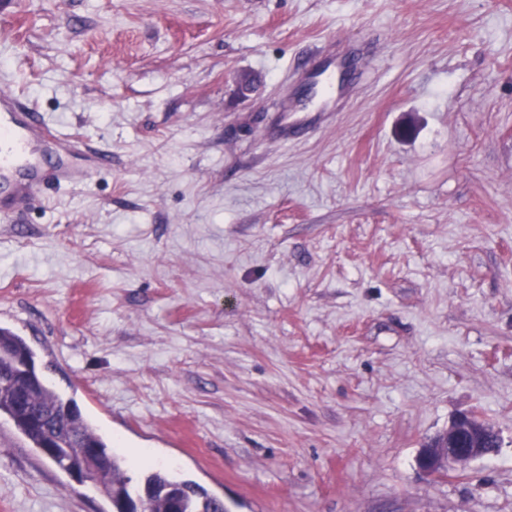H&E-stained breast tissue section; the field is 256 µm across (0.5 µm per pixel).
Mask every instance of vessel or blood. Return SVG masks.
<instances>
[{"mask_svg":"<svg viewBox=\"0 0 512 512\" xmlns=\"http://www.w3.org/2000/svg\"><path fill=\"white\" fill-rule=\"evenodd\" d=\"M335 64V55L326 51L322 54L321 69L301 74L300 81L310 90L316 105L311 113L302 116L296 108L284 109L277 125L282 140L296 138L304 128L314 125L329 112L336 93ZM46 153L56 159L54 168L49 171L41 164V157ZM72 154L73 146L69 141L52 136L47 126L28 121L14 97L0 94V184L7 186L8 198L26 203L35 188L50 177L71 183L88 180L92 167H74Z\"/></svg>","mask_w":512,"mask_h":512,"instance_id":"obj_1","label":"vessel or blood"}]
</instances>
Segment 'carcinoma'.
<instances>
[{"instance_id": "carcinoma-1", "label": "carcinoma", "mask_w": 512, "mask_h": 512, "mask_svg": "<svg viewBox=\"0 0 512 512\" xmlns=\"http://www.w3.org/2000/svg\"><path fill=\"white\" fill-rule=\"evenodd\" d=\"M15 358L32 360L34 352L22 337L0 327V365H8ZM28 386L33 396V407L51 409L59 415L52 423L50 435L62 442L55 462L60 469L68 470L79 459V446L93 442L104 453L112 456V467L102 476L93 479L94 484L101 488L108 498L111 499L116 494L130 495L145 487L157 490L175 487L184 492L182 512H228L224 502L201 485L189 480H178L165 471L149 467L139 480H133L124 468L125 460L112 451L82 413H77L73 418L61 416L63 410L78 407L74 399H64L49 385L42 374L37 375ZM2 415L12 421L17 432L30 447L37 449L42 445L45 440L44 433L31 430L26 420L15 412L12 391L6 386L0 387V416Z\"/></svg>"}]
</instances>
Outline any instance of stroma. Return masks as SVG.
Masks as SVG:
<instances>
[{"mask_svg": "<svg viewBox=\"0 0 512 512\" xmlns=\"http://www.w3.org/2000/svg\"><path fill=\"white\" fill-rule=\"evenodd\" d=\"M0 92L104 160L0 223V326L99 434L230 512H512V0H0ZM471 411L497 454L430 478ZM0 512L112 505L1 417ZM321 56L322 67L328 68L323 74L315 68L305 70L300 76L302 86L307 87L312 92V101L315 100L317 106L313 108L308 106L305 108H289L287 106L284 109L277 125L278 135L283 141L296 138L304 128L317 123L326 115V112H332L330 108L334 102L336 89L335 74L334 71L329 70V67H336V55L323 49ZM297 112H311L313 114L307 113L299 117Z\"/></svg>", "mask_w": 512, "mask_h": 512, "instance_id": "stroma-1", "label": "stroma"}]
</instances>
